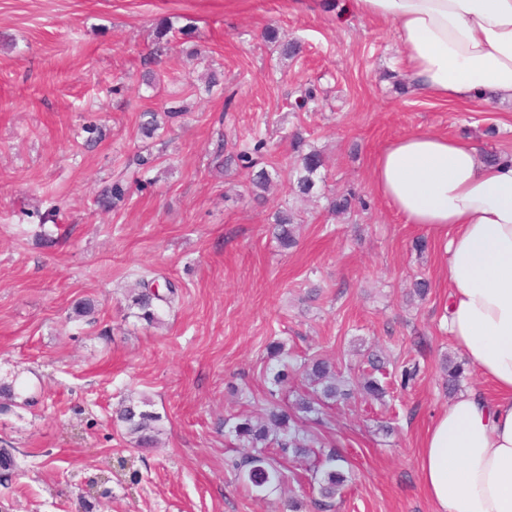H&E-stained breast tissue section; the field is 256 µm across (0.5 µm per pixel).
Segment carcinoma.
I'll use <instances>...</instances> for the list:
<instances>
[{
  "label": "carcinoma",
  "mask_w": 512,
  "mask_h": 512,
  "mask_svg": "<svg viewBox=\"0 0 512 512\" xmlns=\"http://www.w3.org/2000/svg\"><path fill=\"white\" fill-rule=\"evenodd\" d=\"M172 24L166 22L156 31L153 47L145 57V62L157 63L167 53L168 34L172 32ZM139 130L145 139H151L161 128L157 113L145 111L142 113ZM297 148V166L295 193L309 197L317 187V174L324 167V156L321 152L302 149L301 138H295ZM219 165L243 162L245 168L252 170L251 184L254 189L265 191L273 181L272 172L266 168H257V163L246 154L224 155V140L217 142L214 151ZM128 196V186L124 179L118 178L111 185L103 188L96 197V205L104 212L117 209ZM297 215L287 207L274 213L272 224L273 236L279 247L287 251L296 247L297 239L294 234V224ZM178 297L177 284L165 278L141 279L137 288L131 292V307L136 309L139 319L152 326L161 321V312L170 307ZM268 358L272 361L270 370L274 371L273 384L282 389L288 386V380L295 372H301L308 391L296 396L291 405L281 404L271 399L266 402L264 417L253 421L245 419L236 423L231 430L234 437L243 443L244 452L235 463L238 479L252 497L261 499L276 491L288 481V475L282 468L279 455L291 454L296 458H307L311 449L306 447L304 439L300 438L303 422L312 414L320 411L326 402H345L351 398L350 390L345 388V380L337 373L335 367L326 358L312 357L300 367L295 368L288 362V351L281 342L268 345ZM370 371L361 376L358 384L363 393L377 401L385 400L387 382L384 380V362L380 356L372 353L368 358ZM465 372L464 363L450 360L444 366V384L448 391L456 390ZM17 395L14 384L0 382V413L9 412L17 406ZM161 416L151 410L150 401L145 398H131L121 406L117 421L121 422L139 449L152 448L156 442L158 423ZM343 457L336 451L330 450L321 454L317 469L320 477L317 479V494L315 505L322 508L335 506L336 497L340 495L348 482L344 472ZM17 468L15 454L8 448H0V479L7 481L11 471Z\"/></svg>",
  "instance_id": "obj_1"
}]
</instances>
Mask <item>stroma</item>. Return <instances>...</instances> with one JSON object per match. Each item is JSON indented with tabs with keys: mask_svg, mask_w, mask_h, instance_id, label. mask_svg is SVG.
<instances>
[{
	"mask_svg": "<svg viewBox=\"0 0 512 512\" xmlns=\"http://www.w3.org/2000/svg\"><path fill=\"white\" fill-rule=\"evenodd\" d=\"M347 0L317 13L291 0H0V379L19 378L33 403L0 414V447L18 470L0 486V512H281L288 494L312 505L311 462L281 459L292 490L249 496L231 467L235 423L256 416L272 384L266 347L324 355L343 377L386 360L385 403L354 396L308 421L321 449H336L350 477L332 512H432L420 486L419 441L448 404L443 359L461 360L443 326L445 253L436 239L371 188L377 152L430 131L512 154V100L444 104L400 93L395 27L347 14ZM176 35L156 88L143 58L163 21ZM297 40L283 59L267 26ZM197 47L224 78L206 89L186 57ZM317 93L293 111L298 89ZM177 101L171 132L142 139V114ZM101 139L86 145L81 124ZM299 133L321 151V191L292 192ZM279 178L256 197L246 169L218 167L216 139L232 154L254 137ZM150 167L128 200L93 205L133 153ZM353 196L334 216L330 197ZM302 220L281 251L272 214ZM58 206L59 225L41 224ZM164 276L179 302L150 327L128 307L136 280ZM425 279L426 299L413 294ZM91 298L93 319L73 306ZM420 373L401 388L404 365ZM148 396L162 417L157 447L136 449L112 414ZM393 423L394 434L381 432Z\"/></svg>",
	"mask_w": 512,
	"mask_h": 512,
	"instance_id": "stroma-1",
	"label": "stroma"
}]
</instances>
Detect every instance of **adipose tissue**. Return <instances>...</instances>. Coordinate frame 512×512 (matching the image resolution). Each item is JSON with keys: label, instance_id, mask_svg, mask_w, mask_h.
<instances>
[{"label": "adipose tissue", "instance_id": "adipose-tissue-1", "mask_svg": "<svg viewBox=\"0 0 512 512\" xmlns=\"http://www.w3.org/2000/svg\"><path fill=\"white\" fill-rule=\"evenodd\" d=\"M396 27L413 90L444 103L512 100V0H350ZM374 193L444 240L448 335L494 396H454L420 444L434 512H512V157L432 132L386 143Z\"/></svg>", "mask_w": 512, "mask_h": 512}]
</instances>
